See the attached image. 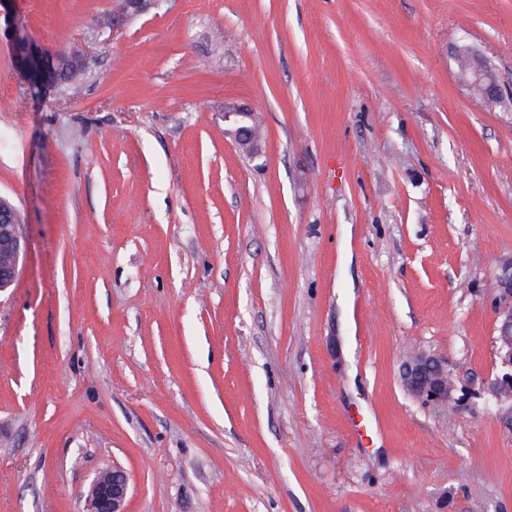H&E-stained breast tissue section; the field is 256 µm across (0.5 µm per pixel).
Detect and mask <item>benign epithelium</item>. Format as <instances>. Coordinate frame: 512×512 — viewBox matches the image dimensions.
Here are the masks:
<instances>
[{"instance_id": "7a95c632", "label": "benign epithelium", "mask_w": 512, "mask_h": 512, "mask_svg": "<svg viewBox=\"0 0 512 512\" xmlns=\"http://www.w3.org/2000/svg\"><path fill=\"white\" fill-rule=\"evenodd\" d=\"M14 66L38 89H50L68 80L81 67L79 56L51 49L15 36ZM224 121L236 125L234 138L239 147L252 157L260 156L262 136L256 114L239 106L224 108ZM16 208L0 197V288L10 287L19 276L27 251L24 233L17 231ZM499 302L496 308L495 344L503 367L508 369L495 388L494 398L501 400L512 393V260L502 266L497 279ZM402 385L412 396L439 407L460 405L457 380L435 355L421 351L414 355L403 371ZM129 494V477L118 466L99 474L85 495L84 512H125Z\"/></svg>"}]
</instances>
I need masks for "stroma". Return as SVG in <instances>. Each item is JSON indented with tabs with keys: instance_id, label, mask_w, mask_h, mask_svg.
I'll return each instance as SVG.
<instances>
[{
	"instance_id": "obj_1",
	"label": "stroma",
	"mask_w": 512,
	"mask_h": 512,
	"mask_svg": "<svg viewBox=\"0 0 512 512\" xmlns=\"http://www.w3.org/2000/svg\"><path fill=\"white\" fill-rule=\"evenodd\" d=\"M17 0L0 38V512H512V0ZM487 67L471 95L455 56ZM255 110L262 153L225 131ZM435 353L464 407L402 387ZM14 37V66L35 88H55L81 67V59L75 54L51 49L16 33ZM16 208L0 197V288L10 287L19 276L27 251L24 233L17 231ZM496 288L499 302L496 308L495 344L503 367L510 368V372L502 375L499 387L495 388L493 396L499 401L509 392L512 398V260L502 266ZM129 494L126 471L112 465V470L98 474L85 495L84 512H124Z\"/></svg>"
}]
</instances>
